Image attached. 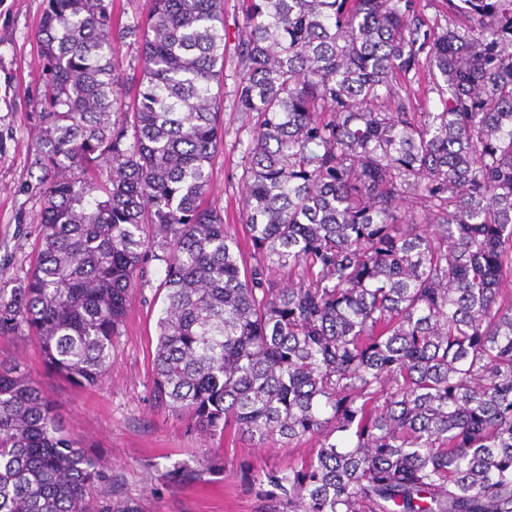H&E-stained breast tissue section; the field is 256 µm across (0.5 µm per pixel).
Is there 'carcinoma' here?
Listing matches in <instances>:
<instances>
[{"label": "carcinoma", "instance_id": "obj_1", "mask_svg": "<svg viewBox=\"0 0 512 512\" xmlns=\"http://www.w3.org/2000/svg\"><path fill=\"white\" fill-rule=\"evenodd\" d=\"M446 4L438 32L421 0H243L247 257L203 205L224 0H151L127 22L117 0H46L39 246L0 280V339L98 385L157 246L161 404L210 438L315 441L253 475L280 490L273 512H512V0ZM421 76L434 111H416ZM104 492L42 385L1 358L0 512H91ZM115 47L116 58L119 60L121 72L125 78H134L131 82V85L134 87L139 76L137 67V59L139 55L138 44L134 42L133 38L128 37L123 39V41H118L115 44Z\"/></svg>", "mask_w": 512, "mask_h": 512}]
</instances>
